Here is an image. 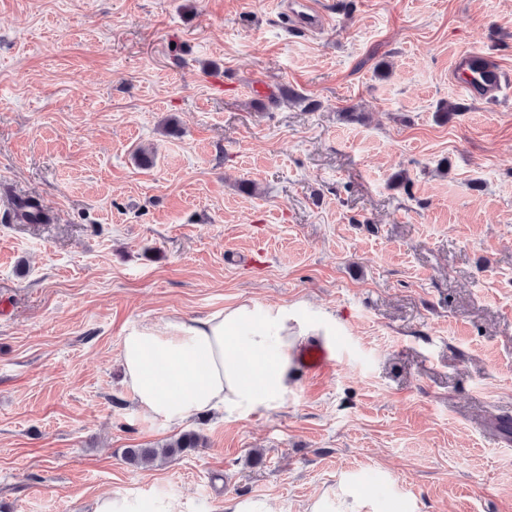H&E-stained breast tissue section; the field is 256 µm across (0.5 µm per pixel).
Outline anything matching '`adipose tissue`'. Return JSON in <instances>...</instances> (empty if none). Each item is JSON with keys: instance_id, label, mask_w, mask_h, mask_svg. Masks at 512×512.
<instances>
[{"instance_id": "adipose-tissue-1", "label": "adipose tissue", "mask_w": 512, "mask_h": 512, "mask_svg": "<svg viewBox=\"0 0 512 512\" xmlns=\"http://www.w3.org/2000/svg\"><path fill=\"white\" fill-rule=\"evenodd\" d=\"M333 331L310 325L285 305L240 301L202 318L170 316L126 331L120 363L139 412L178 424L220 410L241 416L279 405L296 377L295 356L309 337ZM304 512H384L354 476L310 498Z\"/></svg>"}]
</instances>
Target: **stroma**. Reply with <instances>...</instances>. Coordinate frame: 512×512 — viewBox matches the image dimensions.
Masks as SVG:
<instances>
[{
    "instance_id": "stroma-1",
    "label": "stroma",
    "mask_w": 512,
    "mask_h": 512,
    "mask_svg": "<svg viewBox=\"0 0 512 512\" xmlns=\"http://www.w3.org/2000/svg\"><path fill=\"white\" fill-rule=\"evenodd\" d=\"M278 2L0 0V512H302L348 473L388 512H512V87L452 78L472 49L512 74V0H319L317 34ZM242 300L313 311L335 367L142 416L124 333ZM183 430L206 447L125 462ZM150 499H141L128 494H106L98 497L94 503L93 512H176L175 505L164 502L157 508Z\"/></svg>"
}]
</instances>
